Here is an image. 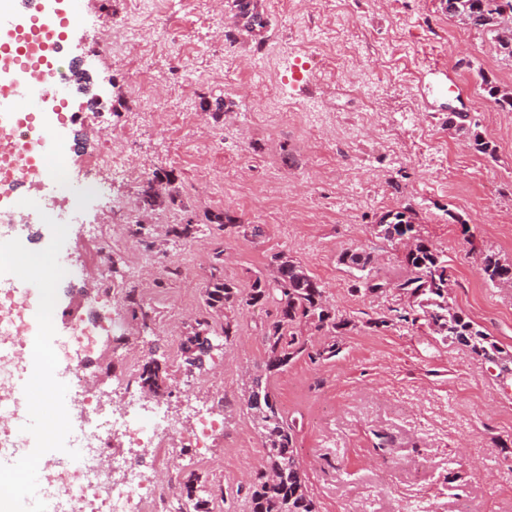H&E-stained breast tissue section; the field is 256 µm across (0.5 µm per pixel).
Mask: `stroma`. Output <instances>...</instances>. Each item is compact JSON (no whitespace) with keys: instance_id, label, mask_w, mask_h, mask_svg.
I'll return each instance as SVG.
<instances>
[{"instance_id":"obj_1","label":"stroma","mask_w":512,"mask_h":512,"mask_svg":"<svg viewBox=\"0 0 512 512\" xmlns=\"http://www.w3.org/2000/svg\"><path fill=\"white\" fill-rule=\"evenodd\" d=\"M266 23L227 28L236 0H198L194 13L166 6L149 17L141 65L169 118L138 127L131 69L91 47L115 39L106 20L128 0H82L67 51L80 59L86 89L68 88L72 108L93 96L97 110L83 129L84 148L65 173L86 176L83 158L123 136L133 179L112 194L132 207L129 228L115 232L107 255L111 303L91 302L97 283L90 256L98 249L111 203L73 225L62 254L55 337L68 314L94 305L120 330L101 337L87 373L94 385L116 386L132 361L155 357L173 370L167 403L184 418L187 400L208 404L221 419L204 458L194 452L142 449L147 476L178 483L196 473L221 489L211 512H250L249 480L263 462L262 443L243 400L249 377L266 359L261 332L272 306L233 305L213 313L204 303L210 270L222 258L224 276L241 291L255 277L274 280L276 254L299 262L325 290L329 305L349 320L330 336L302 327L315 347L335 343V357H299L269 385L296 426V446L318 512H512V376L467 348L449 343L426 320L399 323L412 298L390 289L356 293V273L338 261L347 249L371 252L376 272L405 275L404 243L379 237L388 212L411 208L421 238L448 265V304L473 321L512 357V288L485 281L484 254L512 261V110L489 87L512 89V59L493 34L448 17L443 0H335L345 27L336 31L352 66L376 72L379 96L367 100L348 77L329 74L320 34L331 24L317 0H257ZM182 41L179 57L151 52L158 27ZM229 60L242 79L229 85L215 73ZM456 79L461 94L443 93ZM279 82L290 102L313 107L311 119L264 112L267 83ZM190 87L195 129L168 87ZM469 116L456 126L457 113ZM491 150H475L474 138ZM169 175L178 203L146 209L141 194L156 175ZM228 213L235 228L221 232L213 215ZM194 219L199 233L178 238L173 227ZM150 266L139 267L141 257ZM136 290L152 315L128 312ZM231 321L236 334L187 369L181 350L190 324Z\"/></svg>"}]
</instances>
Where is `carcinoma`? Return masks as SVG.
I'll list each match as a JSON object with an SVG mask.
<instances>
[{
  "instance_id": "1",
  "label": "carcinoma",
  "mask_w": 512,
  "mask_h": 512,
  "mask_svg": "<svg viewBox=\"0 0 512 512\" xmlns=\"http://www.w3.org/2000/svg\"><path fill=\"white\" fill-rule=\"evenodd\" d=\"M450 2L448 16H462L475 28L494 34L502 52L512 58V38H501L502 24L512 19V0ZM379 228L383 238L393 242L402 239L405 231L412 230L413 222L404 212H389L381 218ZM439 258L440 252L433 244L420 239L405 255L410 274L394 280H384L372 273L374 258L366 251L345 250L340 254L339 262L362 272L357 277L356 291L366 296L394 288L403 295L417 298L425 275L435 267ZM482 264L489 284L497 287L512 285V262L487 254ZM238 301V289L224 279L223 269L212 267L205 294L206 306L217 312ZM244 301L252 306L271 303L276 309L275 319L262 333L266 352L264 369L250 377L244 388L246 407L264 449V462L256 470L249 487L251 512H318L299 461L295 426L284 416L276 396L269 389L268 378L285 370L290 362L307 352V339L297 331L300 325L308 324L332 334L347 328L349 321L339 317L326 304L320 282L298 263L286 274L277 271L271 283L256 277ZM438 311L433 322L444 338L500 367L501 372L512 373L502 350L487 340L486 333L449 306L440 307ZM169 369L165 363L158 367L145 360L138 375L141 387L153 388L160 376L170 379ZM198 479L199 476L192 473L182 484L183 512H209V500L197 495Z\"/></svg>"
}]
</instances>
